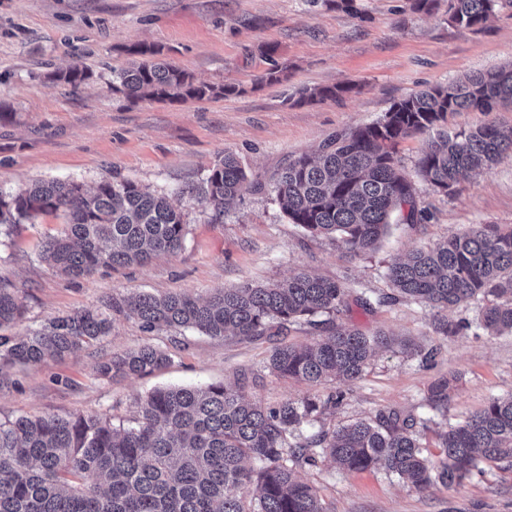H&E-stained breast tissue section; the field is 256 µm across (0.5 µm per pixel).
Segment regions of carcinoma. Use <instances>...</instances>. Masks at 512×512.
<instances>
[{
	"mask_svg": "<svg viewBox=\"0 0 512 512\" xmlns=\"http://www.w3.org/2000/svg\"><path fill=\"white\" fill-rule=\"evenodd\" d=\"M502 0H448L449 21L472 28L487 21ZM91 72L77 67L56 78L77 87ZM112 92L135 100L173 101L238 94L235 85L197 84L185 70L144 61L112 79ZM512 103V66L431 86L394 103L375 123L338 132L311 154L278 173L272 187L281 212L312 236L361 253L375 249L392 214L405 224L429 219L417 207L414 183L401 172L398 142L429 134L416 169L434 191L456 192L468 172L488 173L512 152V129L496 125L450 131L448 117L463 110L490 112ZM266 184L249 179L226 153L201 188L215 219L243 192ZM66 217L59 234L43 243L41 259L61 275L89 277L100 269L145 265L180 251L188 234L180 203L133 181L101 182L88 191L74 181H39L16 193L0 192V229L41 214ZM390 300L433 308L485 300L476 328L512 333V229L485 224L443 243L415 249L388 266ZM363 298L335 280L302 270L284 282L220 289L200 301L188 294L110 296L96 309L53 317L27 336L0 333V387L10 369L73 355L112 330V314L135 319L147 331L195 329L212 338L280 334L305 321L325 335L305 347L282 345L269 369L317 384L362 377L375 349L390 345L343 321ZM328 315L321 322L320 315ZM26 304L0 284V330L22 322ZM153 346L116 354L99 376L146 374L167 364ZM287 400L265 406L223 384L160 388L138 403L128 426L106 418L20 415L0 421V512H326L316 491L298 481L294 467L329 458L347 471L381 465L423 490L451 488L486 463L512 464V395L493 398L462 422L438 433V459L421 442L427 421L380 413L331 432L306 436L303 427L343 401ZM448 382L436 384L431 407L442 410Z\"/></svg>",
	"mask_w": 512,
	"mask_h": 512,
	"instance_id": "1",
	"label": "carcinoma"
}]
</instances>
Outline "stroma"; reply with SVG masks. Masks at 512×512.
Segmentation results:
<instances>
[{
	"label": "stroma",
	"instance_id": "stroma-1",
	"mask_svg": "<svg viewBox=\"0 0 512 512\" xmlns=\"http://www.w3.org/2000/svg\"><path fill=\"white\" fill-rule=\"evenodd\" d=\"M138 46L155 47L162 61L202 83L233 84L225 98L133 101L113 93L112 75L139 63ZM512 64V5L484 24L448 21V0L418 10L416 0H0V190L14 192L44 180H131L180 201L188 235L181 251L145 266L101 270L69 279L39 258L57 235L62 214L39 216L0 234V283L27 305L15 335L48 317L95 309L108 296L146 292L208 297L215 289L262 284L307 268L367 297L353 307L352 324L382 332L396 346L377 350L354 382L312 385L272 373L268 358L279 343L302 346L319 331L302 324L286 338H211L195 330L149 332L115 317L100 342L75 355L15 367L0 388V421L18 415H101L128 424L141 398L157 388L243 384L246 396L274 406L285 400L326 398L343 391L341 405L319 416L332 429L395 409L431 416L432 387L449 381L444 413L464 420L490 398L512 394V334L435 332L440 320H474L479 302L442 310L411 301L390 303L385 272L413 248L444 241L483 224L512 226V154L485 175L462 179L454 195L416 181V200L430 219L392 225L374 251L351 253L326 237L291 224L270 193H244L215 221L198 200L213 164L232 153L249 177L272 182L288 162L329 136L381 119L393 103L429 86ZM74 66L91 77L79 86L56 81ZM279 82L265 81L270 67ZM344 85L333 98H304V89ZM413 345L402 352L399 342ZM151 345L170 361L148 375L103 379L97 366L112 355ZM434 350L429 362L419 353ZM315 487L327 512H512V466H487L459 486L425 490L378 467L348 472L327 461L296 466Z\"/></svg>",
	"mask_w": 512,
	"mask_h": 512
}]
</instances>
